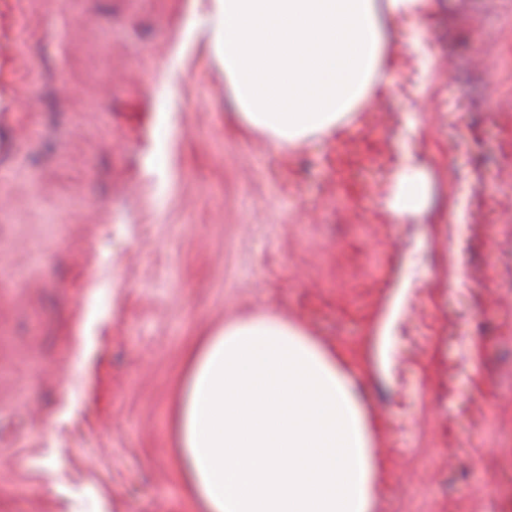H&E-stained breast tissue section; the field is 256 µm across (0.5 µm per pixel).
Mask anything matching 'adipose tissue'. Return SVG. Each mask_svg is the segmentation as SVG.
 <instances>
[{"mask_svg":"<svg viewBox=\"0 0 512 512\" xmlns=\"http://www.w3.org/2000/svg\"><path fill=\"white\" fill-rule=\"evenodd\" d=\"M212 42L244 124L298 144L335 129L384 75L374 0H209ZM418 168L386 207L421 204ZM359 366L273 314L225 324L191 353L174 411L206 512H374L376 433Z\"/></svg>","mask_w":512,"mask_h":512,"instance_id":"1","label":"adipose tissue"}]
</instances>
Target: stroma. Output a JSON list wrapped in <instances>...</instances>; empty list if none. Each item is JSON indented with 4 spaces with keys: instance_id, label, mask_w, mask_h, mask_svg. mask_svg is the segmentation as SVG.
<instances>
[{
    "instance_id": "stroma-1",
    "label": "stroma",
    "mask_w": 512,
    "mask_h": 512,
    "mask_svg": "<svg viewBox=\"0 0 512 512\" xmlns=\"http://www.w3.org/2000/svg\"><path fill=\"white\" fill-rule=\"evenodd\" d=\"M375 7L390 81L291 145L200 0H0V512H202L186 358L260 312L360 362L374 512H512V0ZM426 192V183L421 171L412 167L399 174L386 202L394 223L405 221L421 204Z\"/></svg>"
}]
</instances>
